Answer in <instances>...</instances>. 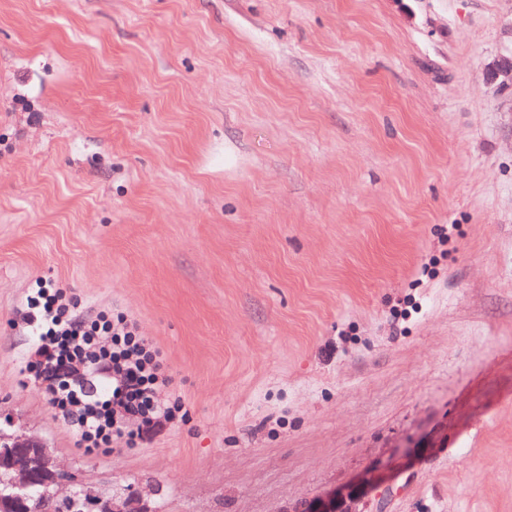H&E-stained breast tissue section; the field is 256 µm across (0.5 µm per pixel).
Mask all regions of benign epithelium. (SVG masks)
Segmentation results:
<instances>
[{
	"label": "benign epithelium",
	"instance_id": "7a95c632",
	"mask_svg": "<svg viewBox=\"0 0 512 512\" xmlns=\"http://www.w3.org/2000/svg\"><path fill=\"white\" fill-rule=\"evenodd\" d=\"M487 79L497 92L512 82V68L497 65L491 68ZM65 469L54 457L51 449L38 437L25 432L11 415L0 420V473L12 492L0 495V512H19L26 507L30 488L36 480L53 487L54 497L65 512H137L132 508L134 497L117 498L93 493L76 482L61 479ZM357 496L349 489L339 495L311 501L303 512H357Z\"/></svg>",
	"mask_w": 512,
	"mask_h": 512
}]
</instances>
